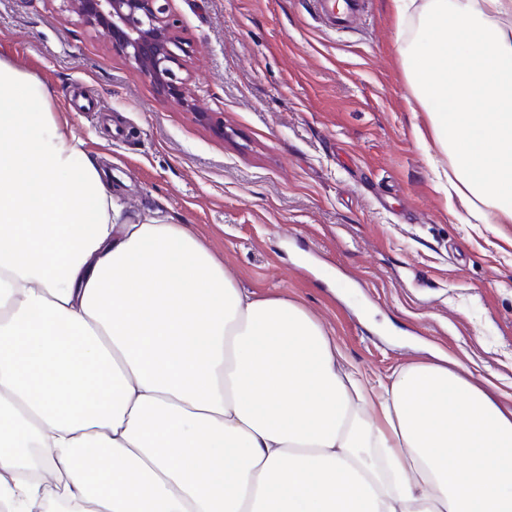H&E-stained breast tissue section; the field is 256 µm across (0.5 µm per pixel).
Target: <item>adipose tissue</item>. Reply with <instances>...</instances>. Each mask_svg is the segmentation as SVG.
I'll list each match as a JSON object with an SVG mask.
<instances>
[{
  "label": "adipose tissue",
  "instance_id": "adipose-tissue-1",
  "mask_svg": "<svg viewBox=\"0 0 512 512\" xmlns=\"http://www.w3.org/2000/svg\"><path fill=\"white\" fill-rule=\"evenodd\" d=\"M449 204L512 224V0H391ZM512 512V408L372 378L185 225L124 213L0 59V512Z\"/></svg>",
  "mask_w": 512,
  "mask_h": 512
}]
</instances>
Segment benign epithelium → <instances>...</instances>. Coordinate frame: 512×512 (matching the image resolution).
<instances>
[{
	"label": "benign epithelium",
	"instance_id": "obj_1",
	"mask_svg": "<svg viewBox=\"0 0 512 512\" xmlns=\"http://www.w3.org/2000/svg\"><path fill=\"white\" fill-rule=\"evenodd\" d=\"M65 2L85 26L119 48L159 94L192 106L193 90L175 72L186 49L168 15V0Z\"/></svg>",
	"mask_w": 512,
	"mask_h": 512
}]
</instances>
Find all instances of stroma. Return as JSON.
<instances>
[{"label": "stroma", "mask_w": 512, "mask_h": 512, "mask_svg": "<svg viewBox=\"0 0 512 512\" xmlns=\"http://www.w3.org/2000/svg\"><path fill=\"white\" fill-rule=\"evenodd\" d=\"M367 4L329 30L309 0H170L193 111L65 0H0V58L49 90L127 210L188 225L239 287L301 304L372 375L441 354L512 406V224L437 191L395 14Z\"/></svg>", "instance_id": "35a3bbf8"}]
</instances>
